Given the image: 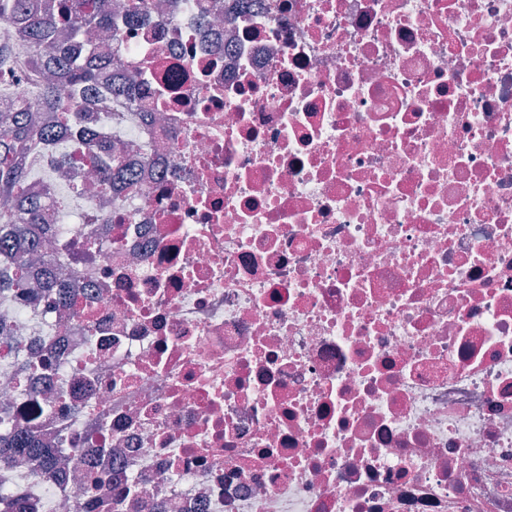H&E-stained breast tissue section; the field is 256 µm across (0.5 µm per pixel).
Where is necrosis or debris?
<instances>
[{"label":"necrosis or debris","mask_w":512,"mask_h":512,"mask_svg":"<svg viewBox=\"0 0 512 512\" xmlns=\"http://www.w3.org/2000/svg\"><path fill=\"white\" fill-rule=\"evenodd\" d=\"M97 42L90 142L27 161L71 298L0 294L52 363L91 512H512V0H146ZM133 78L149 105L114 98ZM136 180L83 191L107 145ZM63 400H56V392ZM0 471L37 512L74 492ZM106 472L100 471L92 466H85L82 470V485L71 501L73 512H88V506L98 493Z\"/></svg>","instance_id":"1"}]
</instances>
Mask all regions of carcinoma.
<instances>
[{
    "mask_svg": "<svg viewBox=\"0 0 512 512\" xmlns=\"http://www.w3.org/2000/svg\"><path fill=\"white\" fill-rule=\"evenodd\" d=\"M0 23L9 25L26 38L32 51L27 69L37 88L43 112H54L63 102L62 92L75 97L79 89L94 81L97 59L82 48L80 39L87 30H112V0H56L44 8L29 0H0ZM11 37H0V291L17 286L25 279L35 288L22 293L36 301L47 292L62 287L59 275L61 257L45 252L52 237L40 201L30 194L26 158L45 142L59 138L67 142L69 122L55 132L39 125V117L28 107L12 103L4 89L10 83L3 70L11 65L8 48ZM126 175L125 160L99 169L96 187L107 193L118 188ZM47 448L33 427L15 411L13 404L0 400V469L9 470L29 458L41 464V475L66 478V463L85 452L83 448ZM105 472L92 466L82 470V485L71 501L73 512H88L98 493ZM0 512H37L35 505L19 492H0Z\"/></svg>",
    "mask_w": 512,
    "mask_h": 512,
    "instance_id": "cac0c4a2",
    "label": "carcinoma"
}]
</instances>
